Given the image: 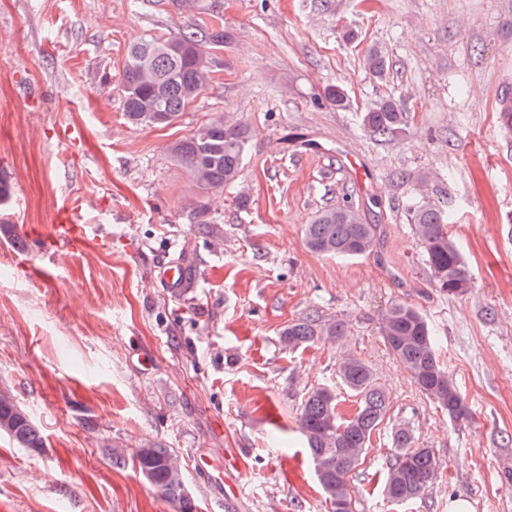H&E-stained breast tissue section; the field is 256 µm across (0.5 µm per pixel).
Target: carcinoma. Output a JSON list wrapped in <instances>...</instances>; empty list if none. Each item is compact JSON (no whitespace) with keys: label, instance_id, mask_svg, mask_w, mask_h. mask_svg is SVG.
I'll list each match as a JSON object with an SVG mask.
<instances>
[{"label":"carcinoma","instance_id":"1","mask_svg":"<svg viewBox=\"0 0 512 512\" xmlns=\"http://www.w3.org/2000/svg\"><path fill=\"white\" fill-rule=\"evenodd\" d=\"M229 35L222 29H182L168 37L148 36L131 41L126 49L119 83L127 119L141 126H167L204 91L216 67L211 50L224 47ZM365 70L383 75L387 62L382 52L370 50ZM361 126L384 138L399 136L408 113L403 102L382 99L360 113ZM249 126L226 121L214 113L189 135L173 141L168 151L172 160L185 168L203 190H222L237 182L243 168ZM411 222L434 274L438 290L449 296H463L472 288L466 261L448 231L446 215L423 201L411 210ZM378 225L369 224L361 212L344 205L320 211L305 228L308 248L326 256H357L374 249ZM346 335L345 324L334 319L320 321L299 318L280 334L281 344L290 349L305 348L321 339L339 341ZM381 335L396 360L409 372L417 388L432 403L458 419L464 415L462 395L441 365L437 339L423 314L409 304L394 306L385 316ZM337 377L359 398L357 412L342 418L335 389L327 385L310 388L304 394L298 429L305 439L316 478L332 512L353 503L350 479L368 448L372 434L387 415L389 399L377 383L369 365L347 353L342 355ZM0 434L19 448L39 451L44 439L38 426L8 391L0 390ZM392 441L398 454L389 464L384 492L392 503H404L423 496L437 477L438 461L429 448L415 446L407 425L395 429ZM132 465L155 495L174 512H194V499L183 478L177 452L151 445L138 448Z\"/></svg>","mask_w":512,"mask_h":512}]
</instances>
